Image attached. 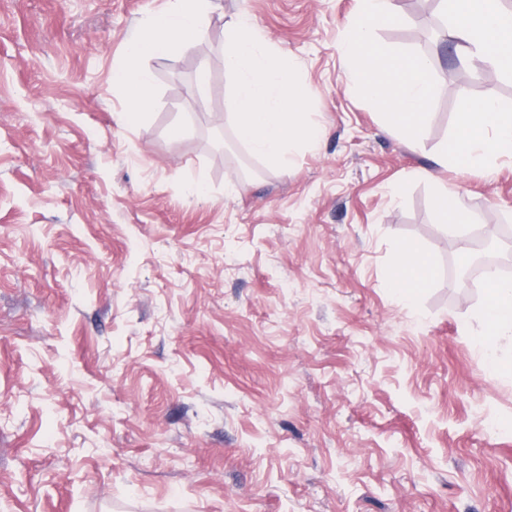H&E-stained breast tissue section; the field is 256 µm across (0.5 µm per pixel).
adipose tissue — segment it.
I'll use <instances>...</instances> for the list:
<instances>
[{"label": "adipose tissue", "mask_w": 512, "mask_h": 512, "mask_svg": "<svg viewBox=\"0 0 512 512\" xmlns=\"http://www.w3.org/2000/svg\"><path fill=\"white\" fill-rule=\"evenodd\" d=\"M209 0H171L130 44L125 61L113 79L125 93L123 123L136 124L151 104L152 80L141 65L147 56H164L179 46L201 39ZM453 19L445 30L464 57L487 62L512 75V10L500 0H449ZM359 18L348 26L340 44L346 60V83L375 101L385 125L411 142H418L433 101L447 93L444 78L425 57L402 50L386 51L374 44L373 28L396 20L394 0H361ZM224 68L234 81L231 107L238 139L269 166L288 164L292 147L318 134L306 119L315 96L297 72L286 66L264 33L238 20L225 38ZM512 158V113L496 101L470 104L457 117L451 145H440L434 165L420 170L435 180V170L454 165L462 170L491 168L496 159ZM434 205L449 234L468 239L471 217L460 198L439 187ZM433 273L427 256L406 244L391 265L385 286L403 304H411ZM488 336L512 344V283L492 279L482 307Z\"/></svg>", "instance_id": "1"}]
</instances>
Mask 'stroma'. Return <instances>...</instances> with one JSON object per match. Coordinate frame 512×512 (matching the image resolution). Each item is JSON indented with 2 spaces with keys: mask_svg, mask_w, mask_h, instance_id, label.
Listing matches in <instances>:
<instances>
[{
  "mask_svg": "<svg viewBox=\"0 0 512 512\" xmlns=\"http://www.w3.org/2000/svg\"><path fill=\"white\" fill-rule=\"evenodd\" d=\"M395 2L372 39L420 53ZM167 5L0 0V512H512V373L433 207L512 225V159L415 176L471 103L512 113V76L448 78L412 145L343 84L359 0H212L122 126L112 74ZM242 15L318 91L278 169L230 116ZM406 244L434 266L409 306ZM433 273L427 256L413 245H403L391 265L385 286L405 305L411 304L421 288H425Z\"/></svg>",
  "mask_w": 512,
  "mask_h": 512,
  "instance_id": "1",
  "label": "stroma"
}]
</instances>
